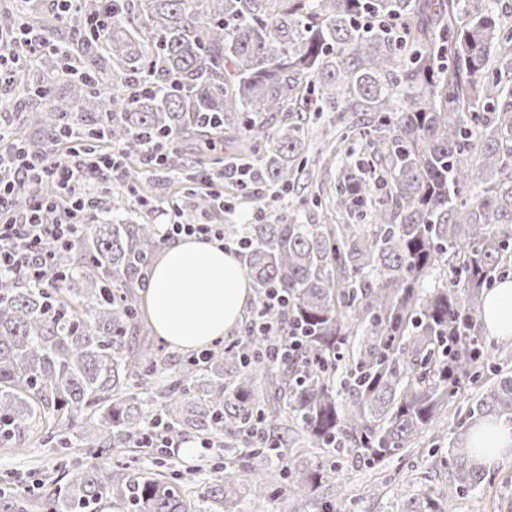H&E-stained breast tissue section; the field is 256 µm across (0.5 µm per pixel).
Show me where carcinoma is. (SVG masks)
I'll list each match as a JSON object with an SVG mask.
<instances>
[{"instance_id":"cac0c4a2","label":"carcinoma","mask_w":512,"mask_h":512,"mask_svg":"<svg viewBox=\"0 0 512 512\" xmlns=\"http://www.w3.org/2000/svg\"><path fill=\"white\" fill-rule=\"evenodd\" d=\"M76 26L106 17L91 50L46 51L0 102L6 121L51 137L120 145L171 134L194 162L226 133L257 157L258 184L284 193L336 160V224H226L287 354L250 326L206 360H171L138 319L137 295L161 241L154 224H90L71 248L41 244L52 284L0 280V447L32 437L87 448L40 499L0 492V512H242L286 480L294 512H335L350 496L341 462L369 465L438 439L464 385L492 368L458 411L439 493L400 512H455L486 468L466 433L512 417V339L486 341L482 301L512 274V0H77ZM63 80L67 98L37 88ZM335 112L319 129L309 105ZM371 160L351 165L346 144ZM37 192L19 183L12 202ZM370 220L358 224L361 217ZM220 446L224 474L142 471L122 448L154 422ZM93 421L97 434L83 424ZM128 469L119 481L112 464Z\"/></svg>"}]
</instances>
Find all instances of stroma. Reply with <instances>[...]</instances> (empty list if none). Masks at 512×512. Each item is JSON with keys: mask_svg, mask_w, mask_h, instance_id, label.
Instances as JSON below:
<instances>
[{"mask_svg": "<svg viewBox=\"0 0 512 512\" xmlns=\"http://www.w3.org/2000/svg\"><path fill=\"white\" fill-rule=\"evenodd\" d=\"M190 164L185 151H178L169 158L171 174L169 178H151L142 171L137 159H129V173L135 180L149 181L153 193L158 198L176 199L182 196L184 183L181 173ZM315 187L307 182H299L288 194L280 196L277 202L264 204L257 198L243 197L242 193L229 188L224 194L228 210L224 221L228 224H261L295 210L299 222L305 224H326L330 218L325 208L317 206L314 197ZM98 208L94 210L91 222L127 219L133 222L148 221L152 224H170L177 221L174 212H148L141 207L132 194L126 192L119 182H112L109 188L99 190ZM210 450L200 448L193 454H185L175 449L172 455L160 453L155 448H145L134 452L133 462L144 470H167L169 465L186 472L196 470L198 483L204 484L212 477V470L204 469L205 459L211 458ZM441 457L434 443L426 441L420 447L400 451L376 465L350 463L343 468V478L355 494V501L347 502L346 512H399L401 508L400 479L406 474L423 476V488L444 486L445 476L439 465ZM83 449H64L54 442L31 443L22 453L0 448V482L23 484L37 489L40 483L55 477L60 467L84 462ZM512 501V457L505 458L492 467L491 475L479 491L465 495L455 502L456 512H499V502Z\"/></svg>", "mask_w": 512, "mask_h": 512, "instance_id": "obj_1", "label": "stroma"}]
</instances>
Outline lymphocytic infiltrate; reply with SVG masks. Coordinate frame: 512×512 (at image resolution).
<instances>
[{
	"mask_svg": "<svg viewBox=\"0 0 512 512\" xmlns=\"http://www.w3.org/2000/svg\"><path fill=\"white\" fill-rule=\"evenodd\" d=\"M50 48L49 42L24 28L0 23V85L8 84L16 69ZM123 153L119 146L108 151L91 150L73 139L65 156L34 155L7 140L0 127V275L21 274L50 282L52 271L39 253L42 239L50 236L62 246H70L86 230L89 212L97 204L98 187L114 179L131 185L122 163ZM247 174L246 164L239 161L225 163L217 170H199L190 174L184 192H206L220 206L224 203L225 185L246 186ZM27 181L53 186L65 197L67 205L58 223H42L41 213L49 207L50 200L40 194L32 196L24 209H13V186ZM159 234L165 242L186 236L220 243L224 240V227L212 214L202 213L185 222L161 225Z\"/></svg>",
	"mask_w": 512,
	"mask_h": 512,
	"instance_id": "f902f5d3",
	"label": "lymphocytic infiltrate"
}]
</instances>
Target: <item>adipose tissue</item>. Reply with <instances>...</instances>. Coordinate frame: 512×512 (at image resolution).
<instances>
[{
	"mask_svg": "<svg viewBox=\"0 0 512 512\" xmlns=\"http://www.w3.org/2000/svg\"><path fill=\"white\" fill-rule=\"evenodd\" d=\"M252 289L241 260L219 243L185 237L156 260L143 292L146 316L169 345L190 352L224 337L240 321ZM488 332L512 338V279L499 283L482 310ZM476 460L493 466L512 453V420L481 424Z\"/></svg>",
	"mask_w": 512,
	"mask_h": 512,
	"instance_id": "obj_1",
	"label": "adipose tissue"
}]
</instances>
